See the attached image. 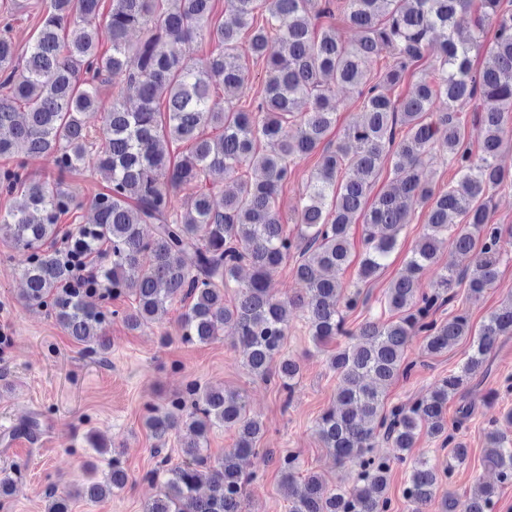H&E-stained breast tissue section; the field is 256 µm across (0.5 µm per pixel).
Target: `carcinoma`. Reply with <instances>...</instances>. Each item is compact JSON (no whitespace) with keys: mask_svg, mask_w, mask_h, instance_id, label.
<instances>
[{"mask_svg":"<svg viewBox=\"0 0 512 512\" xmlns=\"http://www.w3.org/2000/svg\"><path fill=\"white\" fill-rule=\"evenodd\" d=\"M100 2L49 0L21 57L0 36V157L15 160L0 169V189L19 190L23 198L20 207L0 214V237L25 255L22 302L48 312L75 341H98L95 351L103 354L105 326L118 314L107 307L112 300L133 298L122 315L130 330L179 301L185 307L183 342L210 343L232 327L249 371L278 381L288 401L300 366L284 344L292 310L301 309L315 346L346 339L329 358L341 381L338 406L322 414L317 433L338 461L355 459L360 471L352 487L333 488L316 474L299 479L294 457L278 459L290 512H391L386 490L392 464L406 461L423 427L433 437L453 439L444 416L448 400L483 371L499 337L512 334V296L477 333L465 310L433 318L454 300V288L463 284L477 298L499 276L504 230L491 223L489 198L512 186V171L499 162L512 127V0H342L340 13L359 32L353 45L332 26L317 28L318 19L332 15L322 0H230V25L215 18L213 0H111L105 14ZM134 27L143 35L132 46L127 34ZM487 27L494 41L485 64L475 68ZM243 30L250 32L248 53L266 62L264 94L248 106L213 94L217 85L229 92L246 78ZM205 37L213 50L202 59L190 57L191 44ZM103 39L111 44L108 53L99 51ZM385 47L390 65L369 73V61ZM426 53L435 55L433 76L420 78L408 96L392 97L409 66ZM119 73L124 84L113 92L102 134L94 136L81 115L95 108L98 86ZM341 86L358 89L362 113L333 147L325 137ZM438 102L444 111H435ZM467 104L476 116L470 130L459 118ZM208 127L220 134L205 136ZM170 142L190 147L174 160L165 149ZM314 154L319 160L296 207L297 232L290 235L280 222L278 197L293 162ZM439 154L455 165L457 179L436 191L423 165ZM36 157L49 159L56 177L27 175V160ZM88 160L105 190L92 198L84 223L64 235L66 249L44 251L58 237L61 217L83 208L64 178ZM387 162L396 186L369 204ZM216 172L231 180L221 209L201 188ZM189 185L199 190L172 214V195ZM415 205L427 207L424 231L384 293V308L396 319L369 316L356 329L346 328L344 312L367 301L337 278L349 259L352 224L363 217L366 251L358 279L367 284L385 268ZM142 224L155 225L151 237L142 235ZM445 241L452 252L472 256L473 265L458 270L446 264L432 291L424 292L419 274L438 262ZM292 254L293 274L307 292L276 297L267 283ZM79 256L99 262L96 287H63ZM244 265L252 269L247 281L239 276ZM418 335L428 355L464 338L470 353L429 398L387 409L385 388L416 367L406 351ZM144 424L159 441L186 431L185 461L168 468L163 460L148 472L163 493L145 512H243L249 479L240 462L259 454L264 434L244 395L192 382L165 408H147ZM214 427L238 431L234 448L221 458L205 453ZM380 438L391 454H372ZM485 439L484 464L512 480V436L493 421ZM85 442L102 459L112 455V463L76 496L96 501L123 490L129 476L119 453L92 430ZM438 481L427 462L412 466L403 491L412 512H427ZM203 483L208 494L201 496ZM494 494L480 483L464 501L444 497L440 512H489ZM46 495L48 512H71L70 496L52 489Z\"/></svg>","mask_w":512,"mask_h":512,"instance_id":"obj_1","label":"carcinoma"}]
</instances>
